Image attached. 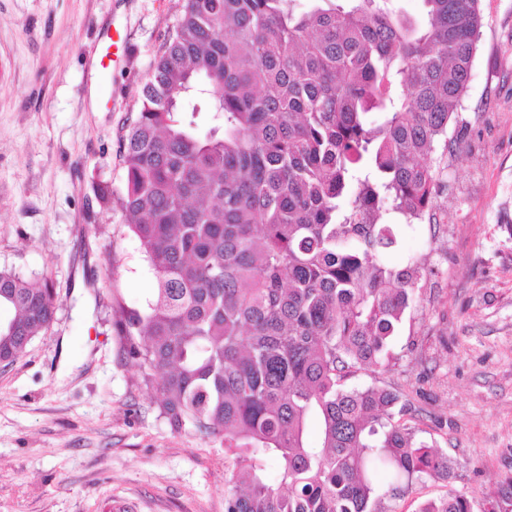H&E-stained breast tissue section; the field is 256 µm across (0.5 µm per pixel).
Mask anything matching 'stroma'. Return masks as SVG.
I'll use <instances>...</instances> for the list:
<instances>
[{"label": "stroma", "instance_id": "35a3bbf8", "mask_svg": "<svg viewBox=\"0 0 512 512\" xmlns=\"http://www.w3.org/2000/svg\"><path fill=\"white\" fill-rule=\"evenodd\" d=\"M184 0H0V269L49 282L56 319L0 367V512H224V447L160 417L114 329L154 286L119 203L122 140ZM468 89L431 163L437 204L389 256L422 260L387 370L403 421L447 454V478L386 499L472 497L494 512L512 480V0H480ZM127 38L102 71L105 29Z\"/></svg>", "mask_w": 512, "mask_h": 512}]
</instances>
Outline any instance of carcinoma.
Listing matches in <instances>:
<instances>
[{"label":"carcinoma","instance_id":"carcinoma-1","mask_svg":"<svg viewBox=\"0 0 512 512\" xmlns=\"http://www.w3.org/2000/svg\"><path fill=\"white\" fill-rule=\"evenodd\" d=\"M421 2L416 20L396 0H186L141 89L119 204L155 286L115 331L171 429L224 443V512H387L448 476L395 419L401 393L347 385L389 366L424 278L381 261L402 227L380 218L435 207L427 158L482 26L480 0ZM2 309L8 367L57 299L1 269ZM419 512L474 509L448 493Z\"/></svg>","mask_w":512,"mask_h":512}]
</instances>
